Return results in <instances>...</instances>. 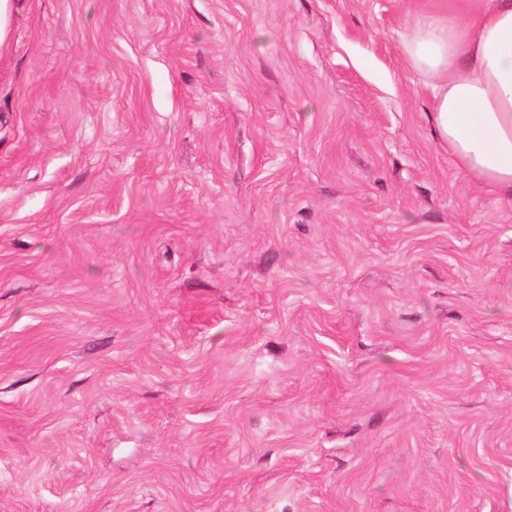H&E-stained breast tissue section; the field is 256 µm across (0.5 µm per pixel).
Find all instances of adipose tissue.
Listing matches in <instances>:
<instances>
[{
  "label": "adipose tissue",
  "instance_id": "1",
  "mask_svg": "<svg viewBox=\"0 0 512 512\" xmlns=\"http://www.w3.org/2000/svg\"><path fill=\"white\" fill-rule=\"evenodd\" d=\"M430 95L432 133L475 181L512 199V0H456L402 36Z\"/></svg>",
  "mask_w": 512,
  "mask_h": 512
}]
</instances>
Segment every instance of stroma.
<instances>
[{
  "label": "stroma",
  "mask_w": 512,
  "mask_h": 512,
  "mask_svg": "<svg viewBox=\"0 0 512 512\" xmlns=\"http://www.w3.org/2000/svg\"><path fill=\"white\" fill-rule=\"evenodd\" d=\"M0 512H512V201L401 35L451 0H11Z\"/></svg>",
  "instance_id": "obj_1"
}]
</instances>
